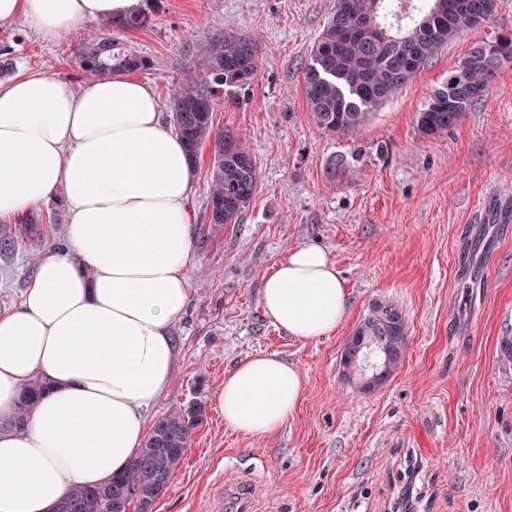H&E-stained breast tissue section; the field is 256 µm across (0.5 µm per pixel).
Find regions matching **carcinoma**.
I'll return each instance as SVG.
<instances>
[{
    "label": "carcinoma",
    "instance_id": "obj_1",
    "mask_svg": "<svg viewBox=\"0 0 512 512\" xmlns=\"http://www.w3.org/2000/svg\"><path fill=\"white\" fill-rule=\"evenodd\" d=\"M402 0H336L334 10L315 42L303 76V94L315 124L328 133L353 135L373 111L405 87L414 75L449 43L494 17L497 0H418L406 10ZM361 10L374 15L375 28L355 27ZM152 15L143 10L112 21L102 33L89 36L78 55L89 78L114 73L147 72L154 63L112 31L141 29ZM512 61V35L498 34L473 45L418 113L427 135L448 130L483 101L497 67ZM180 79L171 100V120L192 161L204 147L209 201L222 209L208 213L210 224H238L257 191L259 173L247 145L230 131L215 126L219 103H234L258 70L256 41L230 27L203 40H189L182 50ZM364 337L362 353L381 357L396 370L405 352L407 321L392 301H377L356 326ZM44 386L29 383L17 422L22 424ZM204 420L197 402L159 418L144 446L126 470L102 485H78L60 512H152L180 465L191 435Z\"/></svg>",
    "mask_w": 512,
    "mask_h": 512
}]
</instances>
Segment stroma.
<instances>
[{"instance_id":"stroma-1","label":"stroma","mask_w":512,"mask_h":512,"mask_svg":"<svg viewBox=\"0 0 512 512\" xmlns=\"http://www.w3.org/2000/svg\"><path fill=\"white\" fill-rule=\"evenodd\" d=\"M335 0H159L149 27L125 37L154 62L140 81L168 106L187 38L232 25L257 39L258 72L217 126L247 143L258 190L242 223L207 221V159L188 210L195 261L173 334L178 367L150 421L191 402L205 408L153 512H207L214 481L253 473L260 512H512V62L485 100L447 131L427 135L417 114L482 36L512 33V0L456 39L357 135L317 127L302 92L311 49ZM102 22L47 42L23 20L0 23V84L42 72L81 84L77 51ZM61 193L0 223V310L17 303L40 257L65 239ZM303 243L326 250L343 279L348 315L303 344L266 315L265 279ZM377 299L407 320L404 357L376 390L346 377L344 345ZM294 364L305 382L277 433L225 427L212 393L252 355Z\"/></svg>"}]
</instances>
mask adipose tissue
Here are the masks:
<instances>
[{"instance_id":"obj_1","label":"adipose tissue","mask_w":512,"mask_h":512,"mask_svg":"<svg viewBox=\"0 0 512 512\" xmlns=\"http://www.w3.org/2000/svg\"><path fill=\"white\" fill-rule=\"evenodd\" d=\"M143 0H0L54 41L83 21L117 20ZM196 165L152 88L124 74L81 86L29 72L0 87V222L61 191L66 243L45 253L20 301L0 313V512H57L74 486L121 473L150 432L148 411L177 369L173 324L194 264L188 200ZM264 310L290 337L332 334L347 290L325 251L291 249L262 289ZM47 389L24 425L25 386ZM304 391L273 355L242 362L212 401L228 429L279 431Z\"/></svg>"}]
</instances>
